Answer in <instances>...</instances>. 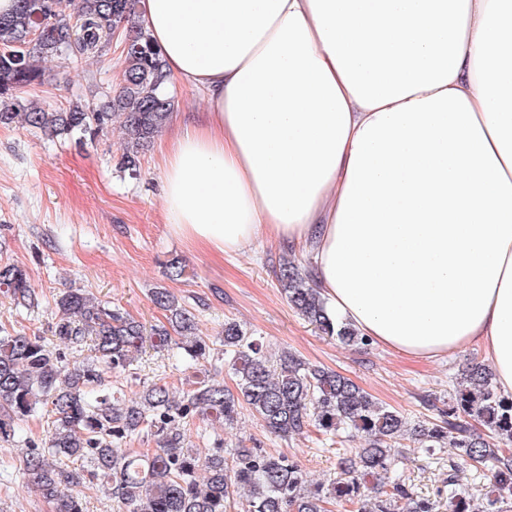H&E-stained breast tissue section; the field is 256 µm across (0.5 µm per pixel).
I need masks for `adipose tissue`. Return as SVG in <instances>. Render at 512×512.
I'll return each instance as SVG.
<instances>
[{"instance_id":"obj_1","label":"adipose tissue","mask_w":512,"mask_h":512,"mask_svg":"<svg viewBox=\"0 0 512 512\" xmlns=\"http://www.w3.org/2000/svg\"><path fill=\"white\" fill-rule=\"evenodd\" d=\"M207 110L164 218L210 252L309 249L311 286L420 361L484 347L512 394V0H140Z\"/></svg>"}]
</instances>
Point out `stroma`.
Returning a JSON list of instances; mask_svg holds the SVG:
<instances>
[{"instance_id": "obj_1", "label": "stroma", "mask_w": 512, "mask_h": 512, "mask_svg": "<svg viewBox=\"0 0 512 512\" xmlns=\"http://www.w3.org/2000/svg\"><path fill=\"white\" fill-rule=\"evenodd\" d=\"M119 42L95 58L70 53L46 60L43 84L20 93L22 104L60 111L79 102L96 105L119 90L123 70ZM172 121L140 158L137 175L119 167L123 130L112 124L84 141L15 123L0 126V260L23 267L38 294L37 307L25 309L0 294V328L51 339L61 313L57 297L79 288L146 326L165 324L164 311L151 300L164 288L192 311L200 335L213 343L207 362L194 369L175 368L166 352L145 346L128 370L110 378L113 389L133 396L143 384L164 383L174 391L194 387L203 375L234 386L219 341L225 321L240 323L260 338L269 353L291 351L305 362L351 379L377 401L401 412L410 425L434 419L448 401L453 384L473 363L489 364L483 349L469 348L434 361H416L376 345L348 347L321 335L298 315L278 281L283 261L304 266L300 251L260 236L243 252L218 255L173 235L163 220L161 149L174 121H190L206 108L193 89L175 83ZM180 258L182 278L170 279L165 263ZM47 426L40 417L24 424L19 440L0 442V512H53L23 474L25 439L38 440ZM186 437L200 450L246 444L293 457L310 479L327 483L339 474L336 443L316 431L281 439L271 435L250 410L237 426L222 428L199 418ZM454 449L426 452L412 437L399 446L397 473L416 494L431 499L434 512H448L443 481L455 462Z\"/></svg>"}]
</instances>
